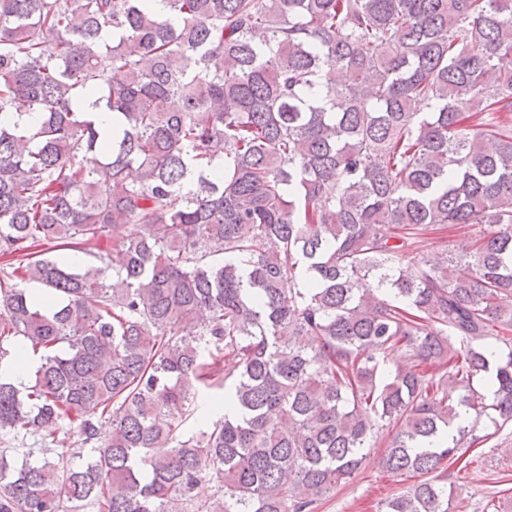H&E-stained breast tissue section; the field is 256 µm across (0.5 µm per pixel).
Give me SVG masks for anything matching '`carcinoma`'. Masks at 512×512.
<instances>
[{"instance_id": "1", "label": "carcinoma", "mask_w": 512, "mask_h": 512, "mask_svg": "<svg viewBox=\"0 0 512 512\" xmlns=\"http://www.w3.org/2000/svg\"><path fill=\"white\" fill-rule=\"evenodd\" d=\"M164 3L0 0V512H311L385 430L384 512H451L512 424V0ZM458 227L451 224L435 226L438 229L429 231L425 238L424 250L437 251L446 247L451 249L454 246L457 248L469 238L470 234L479 230L477 226L465 230H460ZM466 231L469 233L465 234Z\"/></svg>"}]
</instances>
